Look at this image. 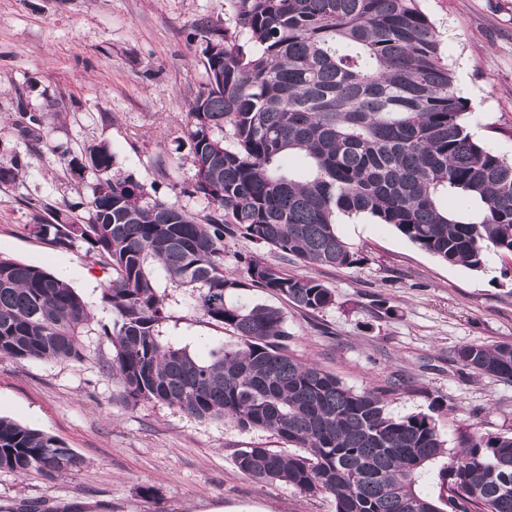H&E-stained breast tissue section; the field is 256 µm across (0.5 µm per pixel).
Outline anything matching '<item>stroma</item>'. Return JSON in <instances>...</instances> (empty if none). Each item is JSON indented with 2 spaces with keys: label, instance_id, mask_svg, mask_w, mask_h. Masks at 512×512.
<instances>
[{
  "label": "stroma",
  "instance_id": "stroma-1",
  "mask_svg": "<svg viewBox=\"0 0 512 512\" xmlns=\"http://www.w3.org/2000/svg\"><path fill=\"white\" fill-rule=\"evenodd\" d=\"M419 7L469 101L474 137L512 159V0H419ZM202 19L233 26L232 0H0V157L18 156L24 166L14 184L0 185V256L65 272L95 320H111L101 303L106 271L83 243L61 248L30 234L32 208L87 203L96 177L71 175L68 162L102 142L116 169L157 197L208 213L207 200L192 192L184 123L207 79L194 36ZM27 114L38 120L39 142L21 133ZM337 231L367 261L315 269L335 305L308 316L278 297L250 295L283 309L294 356L357 390L402 375L410 387L388 395V411L430 414L448 441L466 426L511 434L512 382L461 369L455 352L512 342V258L491 252L481 271H471L365 215L339 216ZM258 251L288 274L306 272L240 236L224 241L225 269L236 271ZM173 296L165 341L199 355L233 342L231 332L192 309L188 289ZM381 299L395 318L378 315ZM81 341L87 356L79 363L0 359V415L55 437L85 461L55 480L0 471V512L33 505L49 512H334L331 497L260 484L238 469L237 449L288 452L277 437L161 404H127L102 368L111 346L92 332Z\"/></svg>",
  "mask_w": 512,
  "mask_h": 512
}]
</instances>
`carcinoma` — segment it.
<instances>
[{
	"instance_id": "cac0c4a2",
	"label": "carcinoma",
	"mask_w": 512,
	"mask_h": 512,
	"mask_svg": "<svg viewBox=\"0 0 512 512\" xmlns=\"http://www.w3.org/2000/svg\"><path fill=\"white\" fill-rule=\"evenodd\" d=\"M235 26L201 49L213 70L190 101L198 218L153 198L114 169L108 144L69 161L96 175L87 216H32L36 237L77 241L107 270L101 295L112 348L103 367L128 403H160L197 420L269 432L295 451L252 446L237 467L259 484L325 494L335 512H512V435L462 431L447 448L433 416H394L385 394L356 390L288 351L276 295L307 314L335 304L309 275L256 255L224 269V237L240 234L308 268H357L366 258L336 219L367 215L439 259L471 271L486 253L512 256V160L477 141L468 101L438 53L417 0H233ZM0 160V184L20 177ZM460 208L448 209V196ZM189 288L193 310L236 342L202 358L162 341L171 318L161 287ZM83 299L41 267L0 256V357L79 362L91 325ZM456 361L512 381V343L468 344ZM444 458L446 494L421 484ZM84 459L54 437L0 417V471L48 479Z\"/></svg>"
}]
</instances>
